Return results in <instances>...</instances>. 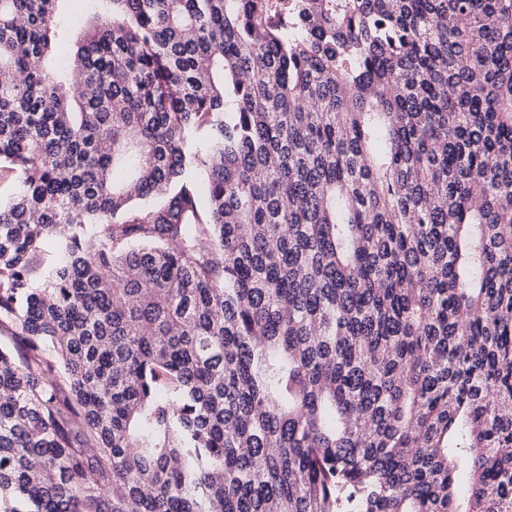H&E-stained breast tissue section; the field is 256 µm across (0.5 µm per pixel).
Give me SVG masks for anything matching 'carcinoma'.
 <instances>
[{
  "mask_svg": "<svg viewBox=\"0 0 512 512\" xmlns=\"http://www.w3.org/2000/svg\"><path fill=\"white\" fill-rule=\"evenodd\" d=\"M61 2L0 0V512H512V0H88L54 66Z\"/></svg>",
  "mask_w": 512,
  "mask_h": 512,
  "instance_id": "1",
  "label": "carcinoma"
}]
</instances>
